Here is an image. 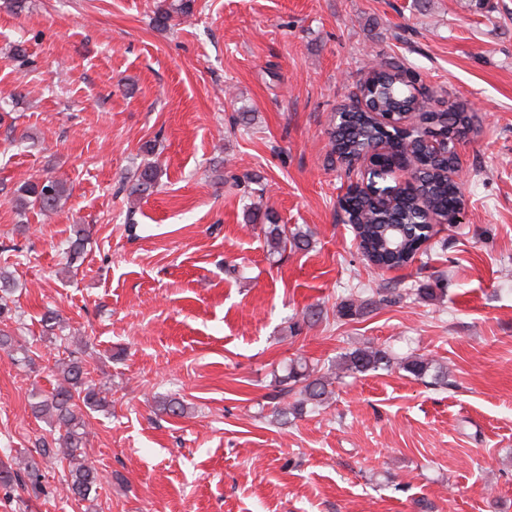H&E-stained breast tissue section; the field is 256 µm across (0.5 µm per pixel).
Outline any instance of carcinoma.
Returning a JSON list of instances; mask_svg holds the SVG:
<instances>
[{"label": "carcinoma", "mask_w": 512, "mask_h": 512, "mask_svg": "<svg viewBox=\"0 0 512 512\" xmlns=\"http://www.w3.org/2000/svg\"><path fill=\"white\" fill-rule=\"evenodd\" d=\"M195 0H171L159 5L153 22L158 29H169L182 23L194 13ZM407 70L386 63L373 65L365 81L357 90L374 98L366 110L349 108L333 123L330 132V156L339 159L356 158L375 141L382 142L387 149L404 148L415 164V174L422 195L426 198V209L446 223H453V209L448 200V168L453 156L436 157L425 150L424 141L436 135L446 136L469 125V118L454 103L446 109L431 106L426 98H419L414 88L405 81ZM385 112L395 113V121H405L406 130L383 127L379 118ZM159 178L158 167L147 163L138 170L129 186V194L142 197L150 193ZM69 188L58 178L46 176L22 184L13 198L18 212L30 208L41 213L57 211L69 197ZM420 201L412 196H396L378 206L358 194L346 196L340 208L344 212L343 222L353 225L358 248L363 256L378 268L404 267L415 261L421 245L417 236L411 234L413 226L426 219L419 208ZM268 224L263 233L271 253H279L293 247L304 250L309 246L310 234L298 230L288 232L285 224L277 223L273 214H265ZM14 281L0 271V348H7L18 360L27 365L34 364L35 352L29 347H15L9 322ZM402 294L393 288H378L368 295L350 298L338 307L342 318H353L394 303ZM398 368L415 378H423L435 369L434 360L423 355H411L403 359L393 357L388 349L366 345L349 351L340 357L337 368L352 374H365L378 370ZM59 379L52 392L34 403L36 415L48 420L50 427L58 430L53 442H42L39 452L43 456H59L68 462V471L63 476V485L68 494L78 501H92L101 485L98 472L85 458L88 436L87 413L103 411L109 404L106 390L89 379V370L76 359H64L57 363ZM331 377L319 373L307 363L290 365L288 373L276 378L277 396L293 401L274 410L281 418L301 417L315 412L329 395Z\"/></svg>", "instance_id": "obj_1"}]
</instances>
